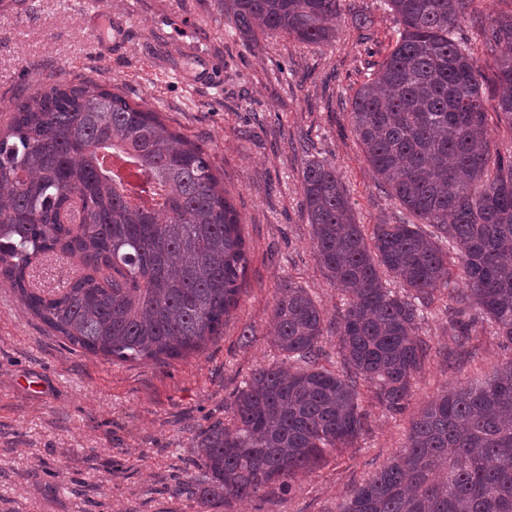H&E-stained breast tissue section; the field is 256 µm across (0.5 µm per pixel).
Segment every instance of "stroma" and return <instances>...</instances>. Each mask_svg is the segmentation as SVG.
I'll use <instances>...</instances> for the list:
<instances>
[{
  "instance_id": "stroma-1",
  "label": "stroma",
  "mask_w": 512,
  "mask_h": 512,
  "mask_svg": "<svg viewBox=\"0 0 512 512\" xmlns=\"http://www.w3.org/2000/svg\"><path fill=\"white\" fill-rule=\"evenodd\" d=\"M91 0H16L0 7V113L54 80L91 79L147 103L172 129L201 144L244 222L249 264L240 303L203 351L167 363H113L55 336L0 279V512H211L193 486L204 470L191 442L225 421L249 375L276 359L270 313L285 282L307 288L329 317L345 306L317 263L303 204L307 160L332 163L357 223L393 224L400 206L378 187L350 119L356 91L395 44L384 0H341L334 41L310 46L282 36L231 33L217 0H112L106 41ZM512 0H473L454 25L488 95L491 147L512 150V125L495 113L494 55L474 12ZM446 291L420 333L431 356L407 408L394 414L362 388L365 429L349 447L233 512H337L341 500L402 448L410 421L437 394L484 381L507 360L491 323L469 310L470 336L444 315Z\"/></svg>"
}]
</instances>
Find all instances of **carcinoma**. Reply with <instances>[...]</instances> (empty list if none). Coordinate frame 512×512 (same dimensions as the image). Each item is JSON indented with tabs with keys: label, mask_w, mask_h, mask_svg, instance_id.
<instances>
[{
	"label": "carcinoma",
	"mask_w": 512,
	"mask_h": 512,
	"mask_svg": "<svg viewBox=\"0 0 512 512\" xmlns=\"http://www.w3.org/2000/svg\"><path fill=\"white\" fill-rule=\"evenodd\" d=\"M467 2L387 0L401 29L356 92L351 122L377 184L409 219L366 237L336 168L305 163L313 252L347 308L333 322L306 289L279 288L270 342L285 361L253 372L229 422L192 441L203 505L291 492L296 474L361 434L363 384L386 410H404L430 355L418 329L434 292L477 308L512 345V153L490 169L480 68L451 34ZM219 4L246 37L320 45L341 22V0ZM485 45L497 57L496 111L512 124V11L488 17ZM60 254L84 273L62 290L34 288L36 261ZM248 263L242 218L208 153L146 104L61 80L8 113L0 278L72 346L119 362L198 351L239 305ZM331 327L340 372L318 363ZM339 512H512V360L429 401L405 446Z\"/></svg>",
	"instance_id": "obj_1"
}]
</instances>
